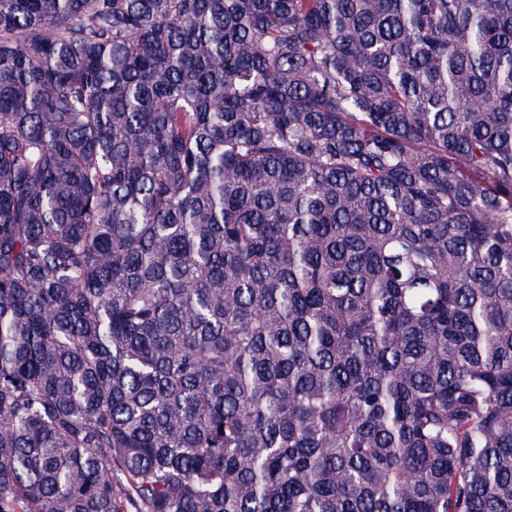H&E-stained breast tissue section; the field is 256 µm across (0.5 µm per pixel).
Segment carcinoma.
Wrapping results in <instances>:
<instances>
[{
    "label": "carcinoma",
    "mask_w": 512,
    "mask_h": 512,
    "mask_svg": "<svg viewBox=\"0 0 512 512\" xmlns=\"http://www.w3.org/2000/svg\"><path fill=\"white\" fill-rule=\"evenodd\" d=\"M0 512H512V0H0Z\"/></svg>",
    "instance_id": "carcinoma-1"
}]
</instances>
